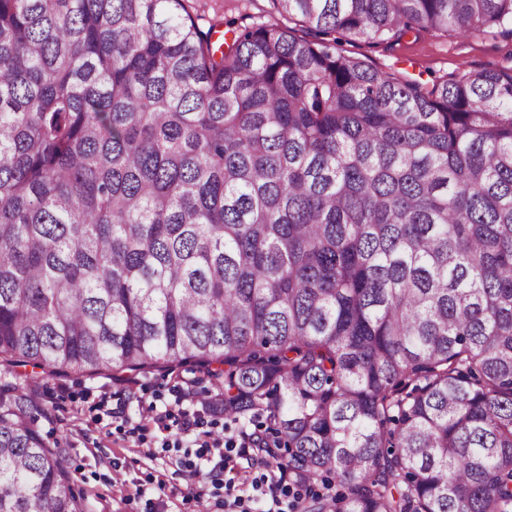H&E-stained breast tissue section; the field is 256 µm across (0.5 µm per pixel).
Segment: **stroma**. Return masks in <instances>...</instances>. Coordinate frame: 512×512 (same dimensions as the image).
I'll use <instances>...</instances> for the list:
<instances>
[{
	"label": "stroma",
	"mask_w": 512,
	"mask_h": 512,
	"mask_svg": "<svg viewBox=\"0 0 512 512\" xmlns=\"http://www.w3.org/2000/svg\"><path fill=\"white\" fill-rule=\"evenodd\" d=\"M188 9L201 30H219L228 38L270 21L296 26L280 17L275 0H190ZM338 46L379 69L404 71L425 82L465 70L512 67V39L494 33L458 37L429 31L396 45L342 36ZM184 381L195 382L200 398H208V383L191 363L136 376L52 374L29 367L8 371L0 365L1 385L36 395L43 409L39 425L61 449L83 512H215L213 501L188 498L187 478L174 452L161 448L157 428L138 439L105 413L122 402L128 417L139 421L142 406L172 404L174 387Z\"/></svg>",
	"instance_id": "35a3bbf8"
}]
</instances>
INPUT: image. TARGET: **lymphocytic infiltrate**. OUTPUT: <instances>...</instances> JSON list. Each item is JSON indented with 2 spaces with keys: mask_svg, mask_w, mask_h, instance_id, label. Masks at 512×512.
<instances>
[{
  "mask_svg": "<svg viewBox=\"0 0 512 512\" xmlns=\"http://www.w3.org/2000/svg\"><path fill=\"white\" fill-rule=\"evenodd\" d=\"M174 404L171 410L149 405L145 420L169 432L165 446L181 452L192 494L219 501L224 512H296L301 488L290 484L284 469L258 451L251 433L224 429L219 420L205 419L203 412L211 404L200 400L193 384L175 390ZM188 439L193 441L195 452L185 451ZM242 465L252 473L246 489L234 479Z\"/></svg>",
  "mask_w": 512,
  "mask_h": 512,
  "instance_id": "lymphocytic-infiltrate-1",
  "label": "lymphocytic infiltrate"
}]
</instances>
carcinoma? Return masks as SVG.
Returning a JSON list of instances; mask_svg holds the SVG:
<instances>
[{
  "label": "carcinoma",
  "mask_w": 512,
  "mask_h": 512,
  "mask_svg": "<svg viewBox=\"0 0 512 512\" xmlns=\"http://www.w3.org/2000/svg\"><path fill=\"white\" fill-rule=\"evenodd\" d=\"M0 0V358L200 364L302 512H512V68L427 87L336 50L512 38V0ZM0 389V512H81ZM187 5L201 30H221L227 42L233 37L232 30L256 27L269 21H279L291 30L300 29L295 20L279 15L277 4L272 0H192Z\"/></svg>",
  "instance_id": "obj_1"
}]
</instances>
